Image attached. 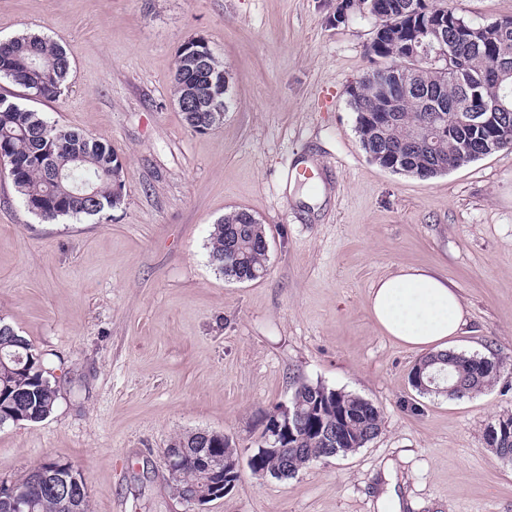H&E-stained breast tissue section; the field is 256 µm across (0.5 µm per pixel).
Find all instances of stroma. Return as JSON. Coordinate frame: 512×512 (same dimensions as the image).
I'll return each instance as SVG.
<instances>
[{"label":"stroma","instance_id":"1","mask_svg":"<svg viewBox=\"0 0 512 512\" xmlns=\"http://www.w3.org/2000/svg\"><path fill=\"white\" fill-rule=\"evenodd\" d=\"M336 0H0V40L25 31L70 61L64 94L33 107L108 142L125 168L104 218L47 223L0 175V321L30 341L58 399L0 428V482L49 459L81 471L89 512H185L164 448L208 430L253 447L296 380L372 401L382 431L288 479L243 470L205 512H512V462L486 430L512 415V150L430 179L371 162L349 90L374 62L375 21L334 20ZM205 38L233 105L199 133L176 104L177 50ZM246 210L266 227V274L225 279L214 224ZM400 265L458 288L452 349L498 357L489 389L420 394V351L367 305Z\"/></svg>","mask_w":512,"mask_h":512}]
</instances>
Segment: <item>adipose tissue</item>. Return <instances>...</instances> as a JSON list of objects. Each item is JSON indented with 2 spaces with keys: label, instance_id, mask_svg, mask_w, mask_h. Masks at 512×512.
<instances>
[{
  "label": "adipose tissue",
  "instance_id": "obj_1",
  "mask_svg": "<svg viewBox=\"0 0 512 512\" xmlns=\"http://www.w3.org/2000/svg\"><path fill=\"white\" fill-rule=\"evenodd\" d=\"M368 309L385 335L423 352L447 351L466 324L456 288L424 267H401L379 277L368 292Z\"/></svg>",
  "mask_w": 512,
  "mask_h": 512
}]
</instances>
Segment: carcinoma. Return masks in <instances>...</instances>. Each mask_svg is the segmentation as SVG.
I'll use <instances>...</instances> for the list:
<instances>
[{
    "instance_id": "carcinoma-1",
    "label": "carcinoma",
    "mask_w": 512,
    "mask_h": 512,
    "mask_svg": "<svg viewBox=\"0 0 512 512\" xmlns=\"http://www.w3.org/2000/svg\"><path fill=\"white\" fill-rule=\"evenodd\" d=\"M376 2L383 9L382 21L402 32L424 7L475 29L483 34L464 42L448 32V52L455 57L448 71L437 70L428 62H406L396 66L400 82L411 87L398 120L379 127H366V110L376 103L373 83L358 88L351 100L356 112V129L367 154L378 158L394 157L402 171L419 174L422 179L444 175L457 168L461 155L477 160L502 149L512 148V110L499 129V145L487 148L484 138L458 128L443 130V147L436 150L425 138H415L419 129L443 124L441 115L470 105L466 91L476 88L482 98L496 95V84L489 75L502 60L512 63V29L495 40V21L474 23L460 15L448 0H348V13L361 12V3ZM189 49L180 45L173 75L174 91L180 112L188 126L208 119L219 125L220 114L231 106V96L216 90L224 65L211 48H206L202 65L195 64ZM70 63L62 47L38 34L24 33L0 42V78L22 87L38 101L59 98L66 88ZM0 152L6 176L25 206L47 222L64 217H100L117 207L114 203L115 179L125 180L118 155L105 143L84 133L65 130L45 119L41 113L0 97ZM265 226L247 211H234L214 224L210 235V262L216 271L232 280L256 279L266 270L268 251ZM423 375L437 374L441 379L430 385L434 393L455 385L448 396L461 399L480 393L498 379L502 361L498 358L467 357L451 351L426 355L420 360ZM0 414L13 423L19 414L28 422H39L54 410L57 388L42 356L29 341L10 329L0 332ZM296 394L304 400L298 438L288 441V459L265 460L272 478L294 476L303 466L329 457L330 448L348 455L375 439L382 430L380 409L371 401L322 384L300 381ZM336 412V444L328 443L322 432L323 421ZM503 456L512 457V430H503L487 442ZM34 512H64L59 498L37 489Z\"/></svg>"
}]
</instances>
